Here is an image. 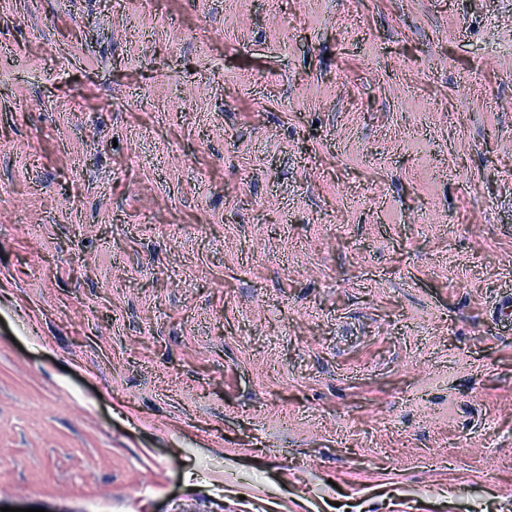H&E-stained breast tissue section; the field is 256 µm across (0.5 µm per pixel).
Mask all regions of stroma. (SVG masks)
<instances>
[{"label":"stroma","instance_id":"35a3bbf8","mask_svg":"<svg viewBox=\"0 0 512 512\" xmlns=\"http://www.w3.org/2000/svg\"><path fill=\"white\" fill-rule=\"evenodd\" d=\"M512 0H0V507L512 512Z\"/></svg>","mask_w":512,"mask_h":512}]
</instances>
